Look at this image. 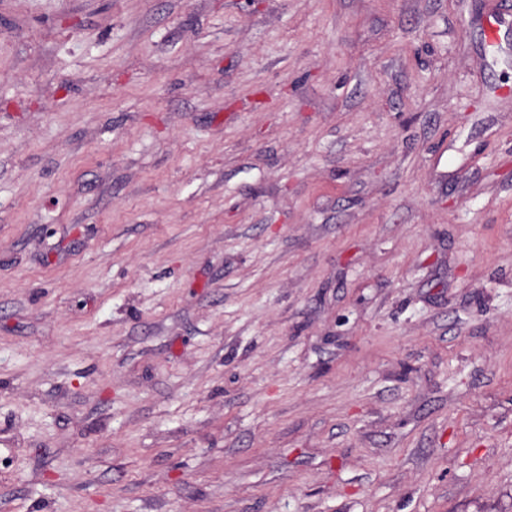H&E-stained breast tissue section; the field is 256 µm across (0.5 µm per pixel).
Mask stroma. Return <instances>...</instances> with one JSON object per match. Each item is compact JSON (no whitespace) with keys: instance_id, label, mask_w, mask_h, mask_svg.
<instances>
[{"instance_id":"obj_1","label":"stroma","mask_w":512,"mask_h":512,"mask_svg":"<svg viewBox=\"0 0 512 512\" xmlns=\"http://www.w3.org/2000/svg\"><path fill=\"white\" fill-rule=\"evenodd\" d=\"M506 8L0 0V512H512Z\"/></svg>"}]
</instances>
